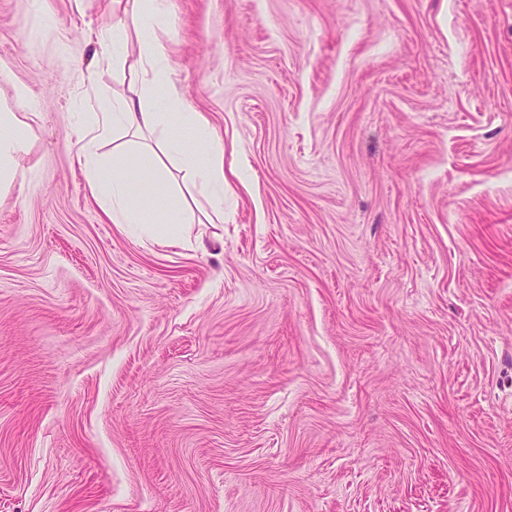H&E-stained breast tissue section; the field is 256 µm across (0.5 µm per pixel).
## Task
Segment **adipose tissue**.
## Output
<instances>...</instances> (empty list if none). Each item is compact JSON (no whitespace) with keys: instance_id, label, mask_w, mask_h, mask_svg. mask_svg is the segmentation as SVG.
Masks as SVG:
<instances>
[{"instance_id":"obj_1","label":"adipose tissue","mask_w":512,"mask_h":512,"mask_svg":"<svg viewBox=\"0 0 512 512\" xmlns=\"http://www.w3.org/2000/svg\"><path fill=\"white\" fill-rule=\"evenodd\" d=\"M115 21L99 40L100 62L113 71L137 72L142 93L135 98L113 97L100 111L90 113L80 125L78 161L92 198L119 227L141 240L169 245L183 238V226L191 219L171 187L172 173H180L207 203L208 223L224 221V142L199 112L181 111V101L169 80L168 46L156 39L154 28L165 26V0H112ZM169 108H156L157 99ZM15 113H0V190L16 179L15 160L26 145L18 133ZM146 134L153 141L149 152L132 143ZM112 141L111 155L100 145ZM149 186L162 200L145 210L136 197Z\"/></svg>"}]
</instances>
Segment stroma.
I'll return each mask as SVG.
<instances>
[{
  "instance_id": "1",
  "label": "stroma",
  "mask_w": 512,
  "mask_h": 512,
  "mask_svg": "<svg viewBox=\"0 0 512 512\" xmlns=\"http://www.w3.org/2000/svg\"><path fill=\"white\" fill-rule=\"evenodd\" d=\"M168 5L224 221L158 247L77 160L110 0H0V512H512V0ZM0 190L8 189L16 179L15 160L26 145L25 138L17 134L18 119L15 112L0 111Z\"/></svg>"
}]
</instances>
